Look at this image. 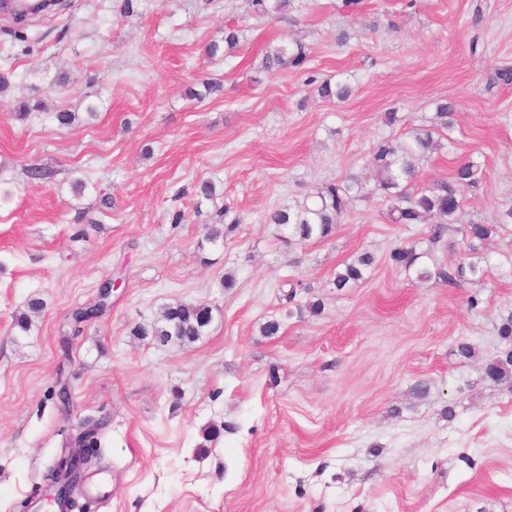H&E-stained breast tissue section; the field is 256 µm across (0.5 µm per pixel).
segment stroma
<instances>
[{
    "mask_svg": "<svg viewBox=\"0 0 512 512\" xmlns=\"http://www.w3.org/2000/svg\"><path fill=\"white\" fill-rule=\"evenodd\" d=\"M299 3L292 23L254 17L247 0H138L129 14L122 0H62L22 27L0 15V512L38 500L90 416L109 420L90 469L101 495L75 491L73 512H512V386L485 374L512 312V224L499 223L512 207V85L489 84L512 64V0ZM229 22L243 31L231 52ZM295 39L306 70L262 72L265 52ZM342 77L349 100L318 96ZM205 80L223 93L189 98ZM446 99L454 124L411 188L483 165L465 218L499 230L478 248L479 282L451 289L395 265L399 246L432 268L466 244L456 224L433 243L425 225L388 223L377 197L325 240L268 223L326 183L369 176L375 146ZM24 100L45 109L18 119ZM60 110L74 126H58ZM33 166L52 179L31 180ZM226 208L239 224L203 243ZM363 252L375 258L365 280L336 289ZM109 279L104 313L75 323ZM289 279L310 285L318 314L283 299ZM34 298L43 309L16 337L13 316ZM177 302L211 308L198 342L133 336ZM272 319L278 334L263 335ZM419 380L423 398L410 392Z\"/></svg>",
    "mask_w": 512,
    "mask_h": 512,
    "instance_id": "1",
    "label": "stroma"
}]
</instances>
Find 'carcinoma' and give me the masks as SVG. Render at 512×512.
Returning a JSON list of instances; mask_svg holds the SVG:
<instances>
[{"label": "carcinoma", "mask_w": 512, "mask_h": 512, "mask_svg": "<svg viewBox=\"0 0 512 512\" xmlns=\"http://www.w3.org/2000/svg\"><path fill=\"white\" fill-rule=\"evenodd\" d=\"M252 14L256 17L275 18L285 12L298 10L295 0H249ZM308 61L305 46L294 41L266 52L262 69L267 73L285 69H301ZM353 87L348 79L332 83L324 81L317 87V93L325 99L345 101L352 95ZM455 104L450 101L436 105L434 120L430 124L417 126L399 139H385L374 150L370 166L371 180L349 177L320 187L310 198L293 205H284L274 210L270 222L288 228L297 241L329 238L336 224L354 202L379 197L387 204L385 217L391 224H426L429 239L439 241L448 231V225L462 223V192L476 185L483 176L481 166L474 161H465L455 167L450 179L438 181L420 192H412L409 184L417 175L419 165L432 154L443 148L440 130L450 128V117ZM239 223L235 217L230 222L209 224L205 241L216 244ZM498 225L470 223L464 225L469 241L468 250H477V244L488 241L497 234ZM421 254L413 248H397L391 252L396 264L409 270L417 269L421 280L441 282L450 287H460L481 279L484 270L469 256L443 267L429 269L418 265ZM375 262L369 252L359 254L345 263L336 272L335 288L342 290L365 280ZM41 308V302L31 300L28 311L15 316L13 328L16 335L26 336L32 327L31 315ZM212 322V310L203 304L176 303L166 306L160 318L137 327L134 335L149 338L163 345L177 343L190 346L197 342ZM486 376L512 385V348L502 351L486 364ZM107 424L100 420L86 419L79 432L91 437L93 447L100 448L106 435Z\"/></svg>", "instance_id": "cac0c4a2"}]
</instances>
